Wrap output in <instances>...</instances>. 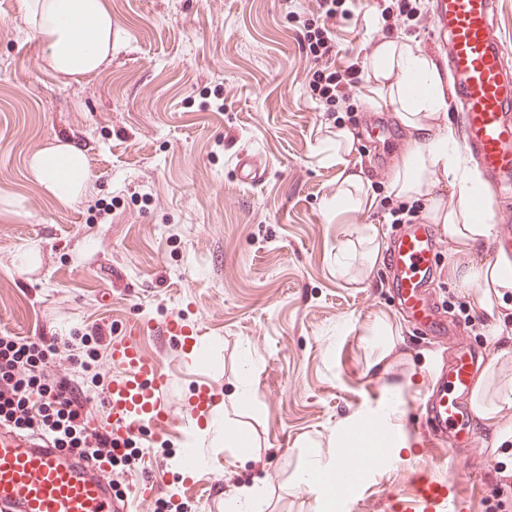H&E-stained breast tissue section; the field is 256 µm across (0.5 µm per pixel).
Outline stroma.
<instances>
[{"mask_svg":"<svg viewBox=\"0 0 512 512\" xmlns=\"http://www.w3.org/2000/svg\"><path fill=\"white\" fill-rule=\"evenodd\" d=\"M112 14V57L93 75L61 77L23 0H0V333L45 339L57 348L100 332L123 335L136 320L188 325L198 341L142 337L171 378L166 402L174 428L144 424L132 442L142 464L112 463V494L132 497L142 480L155 492L144 512H225L228 498L259 487L263 512H324L320 487L293 480L310 447L333 451L336 429L385 402L386 377L407 385L393 418L406 457L372 468L353 496V512H400L418 477H445L435 448L421 444L411 419L435 384L441 356L396 308L384 263L356 257L364 225L387 249L399 227L388 207L427 217L434 200L451 202L440 179L418 198L393 196L405 157L378 136L377 123L417 140L397 114L373 107L366 92L326 111L304 80L313 61L298 0H105ZM391 0H358L331 24L338 67H366L377 42L413 39L441 60L432 29L396 22ZM356 141L346 166L324 150L337 129ZM71 141L85 150L89 187L72 205L36 183L28 157ZM258 155L257 184L235 174L240 153ZM387 169L378 172L377 158ZM371 184L372 203L335 211L330 201L346 175ZM347 254L346 274L336 272ZM493 244L436 257V297L464 331L462 345L487 353L498 379L512 380V293L494 314L492 336L462 285L460 268L495 257ZM389 322L398 341L387 375L370 374L368 334ZM210 387L213 411L190 423L188 402ZM249 447L224 445V423ZM479 444L460 447L470 477L460 485L462 512H512V406L476 419Z\"/></svg>","mask_w":512,"mask_h":512,"instance_id":"35a3bbf8","label":"stroma"}]
</instances>
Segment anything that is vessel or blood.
<instances>
[{
  "instance_id": "vessel-or-blood-1",
  "label": "vessel or blood",
  "mask_w": 512,
  "mask_h": 512,
  "mask_svg": "<svg viewBox=\"0 0 512 512\" xmlns=\"http://www.w3.org/2000/svg\"><path fill=\"white\" fill-rule=\"evenodd\" d=\"M497 0H431L434 36L448 62L464 128L462 147L482 169L491 191L512 189V48L496 34ZM241 182L262 180L255 155L240 154L235 166ZM494 247L512 253V208L499 211ZM440 248L432 224H408L393 238L386 255L399 305L423 335L448 345L454 334L431 302L428 289ZM475 352L457 349L446 372L418 415L431 439L449 448L476 439L475 413L468 400ZM113 371L104 403L110 439L136 438L144 422L169 426L165 393L169 379L136 336L113 337L108 351ZM467 467L451 458L447 479H427L415 501L402 512H458L456 491ZM0 512H130L127 500L112 495L107 464L81 457L54 440L0 425Z\"/></svg>"
}]
</instances>
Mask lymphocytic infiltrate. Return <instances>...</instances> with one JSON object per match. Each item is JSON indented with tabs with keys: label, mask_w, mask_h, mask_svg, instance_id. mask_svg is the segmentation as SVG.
<instances>
[{
	"label": "lymphocytic infiltrate",
	"mask_w": 512,
	"mask_h": 512,
	"mask_svg": "<svg viewBox=\"0 0 512 512\" xmlns=\"http://www.w3.org/2000/svg\"><path fill=\"white\" fill-rule=\"evenodd\" d=\"M303 12L312 21L304 35L314 61L308 71L310 96L332 109L354 99L362 83L357 67H337L338 52L328 27L347 14L346 0H304ZM56 352L55 345L41 339L0 336V424L47 434L60 447L112 461L118 455L116 445L106 435L89 431L84 402L69 387V377L88 366L83 344H69L68 365L59 373L49 368Z\"/></svg>",
	"instance_id": "lymphocytic-infiltrate-1"
}]
</instances>
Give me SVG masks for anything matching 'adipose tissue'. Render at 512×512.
Returning <instances> with one entry per match:
<instances>
[{
    "label": "adipose tissue",
    "instance_id": "adipose-tissue-1",
    "mask_svg": "<svg viewBox=\"0 0 512 512\" xmlns=\"http://www.w3.org/2000/svg\"><path fill=\"white\" fill-rule=\"evenodd\" d=\"M24 6L45 44L52 69L64 77H84L98 72L112 53V16L104 0H24ZM94 29L93 44L78 47L79 28ZM374 80L370 101L375 107L397 112L405 126L419 139L392 180L395 196L413 198L428 193L435 175L448 178L457 197L448 205H435L430 212L449 239L461 248L483 247L492 232L490 208L483 183L476 171L462 165V157L447 135L431 131L426 117L442 104L441 79L435 62L422 55L412 39L397 37L377 45L367 62ZM28 166L35 180L56 201L70 204L88 189L87 160L81 147L70 142L42 148L33 153ZM464 284L473 289V299L485 317L506 291L512 290V261L497 259L480 266H468L461 273ZM395 409L384 404L361 413L336 431L337 452L322 454L312 449L295 481L307 485L314 479H335L343 467L345 453L355 448L395 447L392 418Z\"/></svg>",
    "mask_w": 512,
    "mask_h": 512
}]
</instances>
